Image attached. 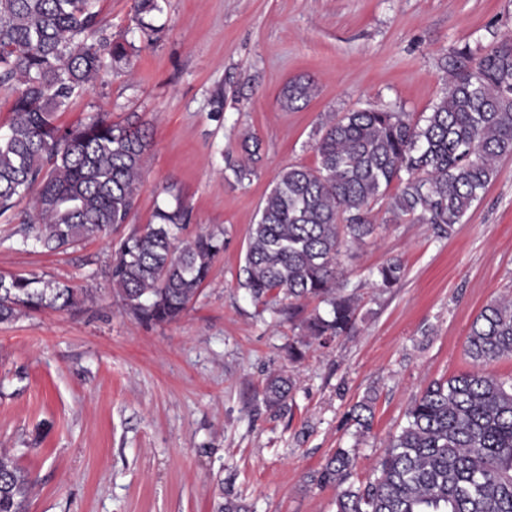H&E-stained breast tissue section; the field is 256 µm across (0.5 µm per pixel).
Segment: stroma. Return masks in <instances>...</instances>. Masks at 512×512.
<instances>
[{"mask_svg": "<svg viewBox=\"0 0 512 512\" xmlns=\"http://www.w3.org/2000/svg\"><path fill=\"white\" fill-rule=\"evenodd\" d=\"M135 0H99L114 38L136 44L130 67L108 68L58 112L73 125L104 113L149 127L152 145L133 225L182 198L186 236L212 232L224 253L191 307L154 324L112 293L108 263L120 232L64 251L12 239L20 199L0 217V275L27 273L94 297L0 323V449L28 471V512H215L220 492L251 512H336L317 473L337 449L354 451L349 483L362 485L411 402L435 380L473 370L468 328L491 300L512 293V158L439 238L394 220L343 248L341 282L358 300L351 335L311 344L287 312L240 288L249 228L277 175L315 166L325 117L389 106L417 114L446 92L448 56L512 40V0H162L159 39L139 43ZM311 79L307 105L280 106L288 81ZM258 137L253 174L237 180L242 143ZM405 268L400 287L374 270ZM292 376L286 407L263 401L269 377ZM372 396L370 429L345 416ZM375 275L379 288L390 290L401 285L405 278V268L399 260L393 259L379 266Z\"/></svg>", "mask_w": 512, "mask_h": 512, "instance_id": "obj_1", "label": "stroma"}]
</instances>
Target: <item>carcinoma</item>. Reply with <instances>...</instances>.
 Returning a JSON list of instances; mask_svg holds the SVG:
<instances>
[{"instance_id": "obj_1", "label": "carcinoma", "mask_w": 512, "mask_h": 512, "mask_svg": "<svg viewBox=\"0 0 512 512\" xmlns=\"http://www.w3.org/2000/svg\"><path fill=\"white\" fill-rule=\"evenodd\" d=\"M97 0H0V85H16L11 118L0 125V216L38 189L34 212L21 222L20 243L65 250L129 223L141 170L151 144L142 124L115 123L100 114L63 127L58 112L102 68L128 64L134 44L112 39L95 10ZM139 39H158L160 0H136ZM447 92L414 119L403 111L365 108L323 124L314 167L282 170L251 225L239 287L253 299L329 306L300 321L303 335L321 346L355 327L358 305L337 280L341 248L376 234L372 204L411 224H428L440 237L454 233L512 156V42L474 58L463 48L446 62ZM312 82L294 79L282 106L311 97ZM394 193H389L390 188ZM155 223L120 240L109 263L113 292L135 318L155 324L177 320L208 280L224 239L200 233L174 242L189 225L180 198L157 208ZM377 285L397 288L405 268L389 260ZM75 289L33 274L0 276V322L27 312L78 304ZM465 354L480 365L512 359V297L487 304L473 320ZM291 379L275 377L265 401L285 403ZM372 398L348 412L362 434L371 426ZM407 423L384 448L374 478L344 487L353 456L340 448L318 481L336 489V512H512V379L479 371L430 383L406 413ZM33 483L0 450V512H25Z\"/></svg>"}]
</instances>
